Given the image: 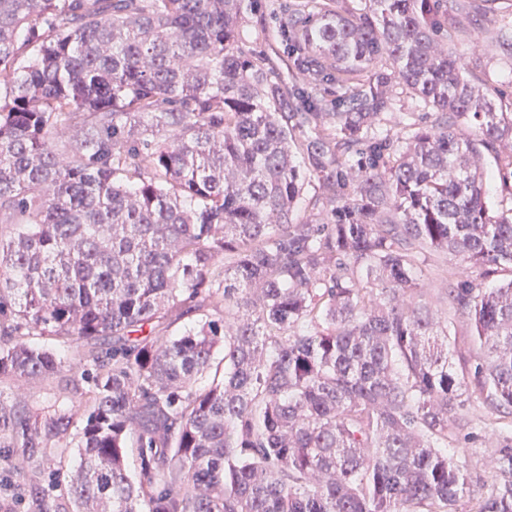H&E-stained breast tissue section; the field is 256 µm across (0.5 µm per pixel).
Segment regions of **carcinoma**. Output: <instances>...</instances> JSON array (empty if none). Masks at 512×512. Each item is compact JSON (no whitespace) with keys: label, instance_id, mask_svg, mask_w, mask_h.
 Wrapping results in <instances>:
<instances>
[{"label":"carcinoma","instance_id":"1","mask_svg":"<svg viewBox=\"0 0 512 512\" xmlns=\"http://www.w3.org/2000/svg\"><path fill=\"white\" fill-rule=\"evenodd\" d=\"M247 9L0 0V380L81 406L0 391L31 508L512 512V278L487 286L512 207L490 214L483 162L512 197V112L448 53V0L283 4L297 72L345 90L333 112L240 48ZM395 83L431 107L403 135ZM432 251L473 363L423 300ZM36 336L87 347L80 376ZM472 399L501 426L477 494L449 454ZM71 446L52 495L43 461ZM454 332H456V336L454 335ZM469 346L466 322H464L463 319H459L455 322V329L452 328V336L450 339V351L453 361L457 363L458 357H468L469 352L467 349ZM0 390L13 398L25 401L35 411L42 412L48 407L65 403L79 409V399L61 390L54 377L34 381L3 380Z\"/></svg>","mask_w":512,"mask_h":512}]
</instances>
